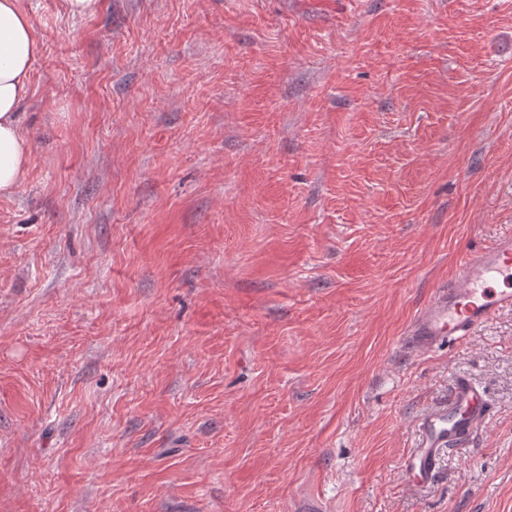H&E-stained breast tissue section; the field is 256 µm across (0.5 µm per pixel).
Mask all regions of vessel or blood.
Returning a JSON list of instances; mask_svg holds the SVG:
<instances>
[{
	"instance_id": "vessel-or-blood-1",
	"label": "vessel or blood",
	"mask_w": 512,
	"mask_h": 512,
	"mask_svg": "<svg viewBox=\"0 0 512 512\" xmlns=\"http://www.w3.org/2000/svg\"><path fill=\"white\" fill-rule=\"evenodd\" d=\"M501 310H512V233L464 258L447 287L418 313L408 329L407 343L431 351L444 339L471 335ZM488 415L485 390L467 379L456 381L447 401L418 422L421 443L404 461L408 479L430 483L441 452L468 445Z\"/></svg>"
}]
</instances>
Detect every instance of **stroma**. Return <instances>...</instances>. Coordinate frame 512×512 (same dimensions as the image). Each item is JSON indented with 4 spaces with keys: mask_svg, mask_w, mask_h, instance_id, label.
<instances>
[{
    "mask_svg": "<svg viewBox=\"0 0 512 512\" xmlns=\"http://www.w3.org/2000/svg\"><path fill=\"white\" fill-rule=\"evenodd\" d=\"M0 512H512V310L405 332L512 232V0H23ZM491 415L402 470L457 379Z\"/></svg>",
    "mask_w": 512,
    "mask_h": 512,
    "instance_id": "1",
    "label": "stroma"
}]
</instances>
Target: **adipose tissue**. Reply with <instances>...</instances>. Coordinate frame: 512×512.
<instances>
[{
	"label": "adipose tissue",
	"instance_id": "obj_1",
	"mask_svg": "<svg viewBox=\"0 0 512 512\" xmlns=\"http://www.w3.org/2000/svg\"><path fill=\"white\" fill-rule=\"evenodd\" d=\"M41 51L42 42L21 0H0V197L17 190L29 161L20 107Z\"/></svg>",
	"mask_w": 512,
	"mask_h": 512
}]
</instances>
